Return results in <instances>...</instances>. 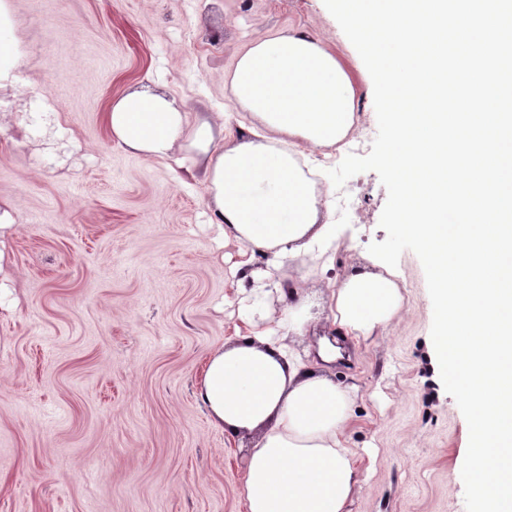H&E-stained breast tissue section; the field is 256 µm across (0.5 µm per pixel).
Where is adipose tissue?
<instances>
[{
  "mask_svg": "<svg viewBox=\"0 0 512 512\" xmlns=\"http://www.w3.org/2000/svg\"><path fill=\"white\" fill-rule=\"evenodd\" d=\"M229 86L265 135H227L223 114L189 112L148 90L113 102L106 120L113 141L134 154L181 156L220 237L241 245L236 274L247 328L211 352L197 393L216 425L249 441L245 512H349L359 479L347 429L361 394L329 374L335 350L321 342L299 351L289 339L319 321L357 339L385 335L405 299L387 268L354 269L315 292L303 279L284 283L279 271L337 246L296 155L341 148L356 125L352 80L320 41L286 34L255 41ZM272 296L275 311L265 305Z\"/></svg>",
  "mask_w": 512,
  "mask_h": 512,
  "instance_id": "adipose-tissue-1",
  "label": "adipose tissue"
}]
</instances>
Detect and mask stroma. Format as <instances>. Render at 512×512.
<instances>
[{"instance_id":"1","label":"stroma","mask_w":512,"mask_h":512,"mask_svg":"<svg viewBox=\"0 0 512 512\" xmlns=\"http://www.w3.org/2000/svg\"><path fill=\"white\" fill-rule=\"evenodd\" d=\"M36 89L66 157L0 137V512H243L240 441L196 398L211 350L239 324L232 266L201 186L174 161L113 142L106 114L137 89L190 112L254 118L225 82L250 42L303 33L349 72L358 127L316 149L318 200L340 246L331 263L298 258L282 278L312 285L371 267L387 191L365 171L327 175L377 134L372 79L323 0H7ZM406 307L388 335L347 339L337 381L367 394L353 408L360 483L349 512H466V420L429 367L432 303L421 261L395 269Z\"/></svg>"}]
</instances>
